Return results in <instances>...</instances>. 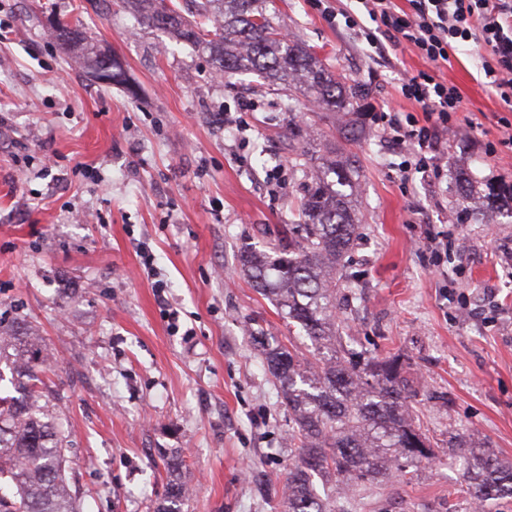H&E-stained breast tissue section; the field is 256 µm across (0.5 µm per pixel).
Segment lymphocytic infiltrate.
<instances>
[{"label":"lymphocytic infiltrate","mask_w":512,"mask_h":512,"mask_svg":"<svg viewBox=\"0 0 512 512\" xmlns=\"http://www.w3.org/2000/svg\"><path fill=\"white\" fill-rule=\"evenodd\" d=\"M397 9L393 0H355L337 8L347 28L358 31L369 47H377L376 28L406 45L426 67L404 76L402 96L424 113V120L400 112H373L369 118L405 155L404 182L437 171L431 152L438 135L457 122L461 96L455 85L435 70L449 61L456 44L474 41L486 50L482 69L500 100L512 106V0H408Z\"/></svg>","instance_id":"1"}]
</instances>
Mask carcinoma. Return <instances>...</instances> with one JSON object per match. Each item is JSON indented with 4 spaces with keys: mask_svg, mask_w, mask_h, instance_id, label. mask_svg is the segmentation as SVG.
Segmentation results:
<instances>
[{
    "mask_svg": "<svg viewBox=\"0 0 512 512\" xmlns=\"http://www.w3.org/2000/svg\"><path fill=\"white\" fill-rule=\"evenodd\" d=\"M154 28L207 52L224 77L257 72L288 98L299 92L328 112H357L361 85L342 84L314 51L287 37L276 23L275 0H203L202 13L189 20L164 0H134ZM222 32L201 36L210 15ZM54 38L67 54L106 84L126 82L108 52L76 25ZM306 192L299 224L288 225V249L244 247L240 271L276 305L288 327L311 342L303 353L294 340L251 328L254 350L294 422L292 440L298 462L289 472L284 512H347L339 505L350 481L410 480L411 469L435 457L423 432L413 394L395 356L364 358L343 345L336 326L343 322L336 298V269L350 252L357 220L351 208L355 170L350 159L295 163ZM47 355L29 332L0 330V366L11 370L19 398L0 396V512H79L68 474L67 440L60 430L50 386L41 378ZM468 493L481 512L491 501L512 497V462L468 444ZM167 496L155 512H182L188 488L182 480V451L164 449ZM328 478L318 492L314 478Z\"/></svg>",
    "mask_w": 512,
    "mask_h": 512,
    "instance_id": "1",
    "label": "carcinoma"
}]
</instances>
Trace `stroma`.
<instances>
[{"mask_svg":"<svg viewBox=\"0 0 512 512\" xmlns=\"http://www.w3.org/2000/svg\"><path fill=\"white\" fill-rule=\"evenodd\" d=\"M276 8L329 71L364 86L362 113L287 101L253 74L217 78L208 52L148 26L130 0L103 13L94 0H0V326L27 324L49 354L82 512H153L167 490L164 448L183 451L184 512H282L292 422L248 328H288L237 255L287 246L300 221V181L270 191L267 169L308 150L352 155L360 222L339 332L354 352L400 356L436 458L411 483L359 485L348 506L473 512L462 442L512 460V201L481 223L456 185L469 172L512 186L500 144L511 110L486 82L484 48L459 44L444 76L465 121L436 157L440 178L404 183L367 113L412 111L397 74L422 60L403 45L378 58L307 0ZM54 18L114 51L137 96L65 55ZM228 112L246 113L248 135ZM352 119L357 142L340 133Z\"/></svg>","mask_w":512,"mask_h":512,"instance_id":"35a3bbf8","label":"stroma"}]
</instances>
